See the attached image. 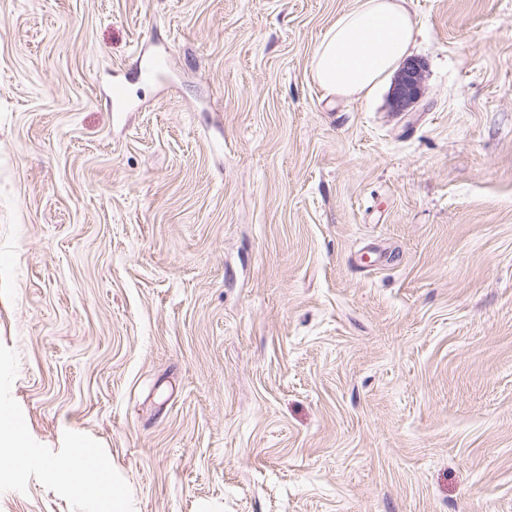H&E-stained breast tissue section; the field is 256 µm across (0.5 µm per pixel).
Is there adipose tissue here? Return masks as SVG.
I'll return each mask as SVG.
<instances>
[{"label": "adipose tissue", "mask_w": 512, "mask_h": 512, "mask_svg": "<svg viewBox=\"0 0 512 512\" xmlns=\"http://www.w3.org/2000/svg\"><path fill=\"white\" fill-rule=\"evenodd\" d=\"M415 28L404 0H358L325 33L313 59L317 83L333 95L371 92L387 79L407 55ZM88 451L77 448L65 460L52 461L45 472L53 480H72L93 499L120 503L116 486L105 483L98 470L86 462Z\"/></svg>", "instance_id": "ef3b65f1"}]
</instances>
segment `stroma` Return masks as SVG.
I'll return each instance as SVG.
<instances>
[{
	"mask_svg": "<svg viewBox=\"0 0 512 512\" xmlns=\"http://www.w3.org/2000/svg\"><path fill=\"white\" fill-rule=\"evenodd\" d=\"M355 2L0 0V512H112L77 439L125 512H512V0H405L406 112L312 78ZM424 64L418 59H408L400 71L392 89L393 106L397 112H406L417 103L423 93ZM26 448L22 428L14 414L6 407L0 406V466L14 467L21 460ZM88 450L78 446L74 454L65 460L52 461L46 465V475L52 480H72L80 484L84 493L93 499L108 497L112 506L119 504L123 496L118 488L105 483L98 470L86 462Z\"/></svg>",
	"mask_w": 512,
	"mask_h": 512,
	"instance_id": "obj_1",
	"label": "stroma"
}]
</instances>
